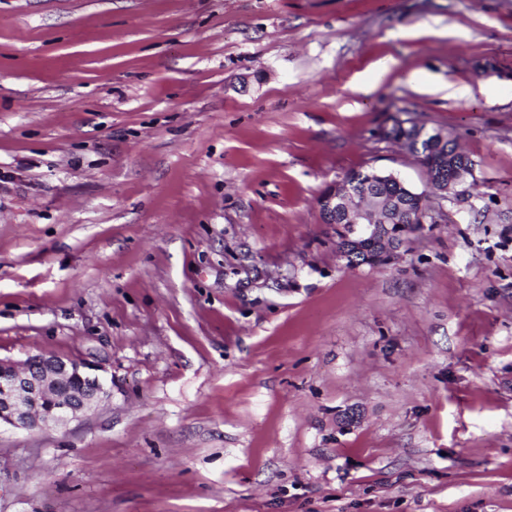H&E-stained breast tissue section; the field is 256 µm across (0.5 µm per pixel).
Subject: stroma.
I'll return each mask as SVG.
<instances>
[{
    "label": "stroma",
    "mask_w": 512,
    "mask_h": 512,
    "mask_svg": "<svg viewBox=\"0 0 512 512\" xmlns=\"http://www.w3.org/2000/svg\"><path fill=\"white\" fill-rule=\"evenodd\" d=\"M407 119L470 192L345 267L317 198L425 191ZM39 353L112 397L0 428V512H512V0H0V358Z\"/></svg>",
    "instance_id": "1"
}]
</instances>
